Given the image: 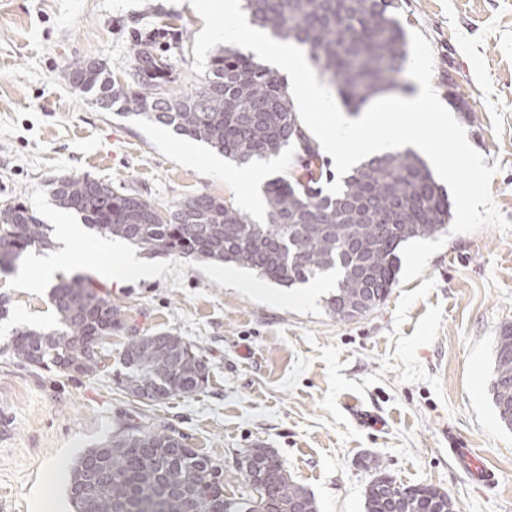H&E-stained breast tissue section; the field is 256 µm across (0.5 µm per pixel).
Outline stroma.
I'll use <instances>...</instances> for the list:
<instances>
[{"label":"stroma","mask_w":512,"mask_h":512,"mask_svg":"<svg viewBox=\"0 0 512 512\" xmlns=\"http://www.w3.org/2000/svg\"><path fill=\"white\" fill-rule=\"evenodd\" d=\"M173 18L183 31L172 56L178 86L196 79V35L204 22L189 0H0V205L25 201L45 224L59 208L46 187L62 175H89L146 194L163 206L208 193L241 203L251 189L228 181L234 161L202 141L196 160L171 128L100 110L75 92L66 68L76 58L128 72L129 32ZM407 31L427 39L431 84L472 110L469 144L495 167L492 201L512 222V0H400ZM387 300L340 322L323 298L278 302L266 283L246 293L215 277L210 262L146 255L151 279L107 284L130 327L105 339V365L70 377L13 359L16 329H59L50 285L22 287L0 272L10 314L0 320V499L11 512L36 500L72 512L69 467L84 449L132 428L158 426L221 465L224 496L249 507L256 492L239 458L256 444L273 450L318 512H365L377 473L448 492L460 512H512V429L501 423L489 384L502 325L512 324V231H442L405 243ZM170 332L196 344L209 382L191 397H131L115 382L131 334ZM361 404L374 422L356 421ZM473 449L498 474L475 485L451 448ZM61 461L45 479L48 460Z\"/></svg>","instance_id":"stroma-1"}]
</instances>
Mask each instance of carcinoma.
<instances>
[{"mask_svg": "<svg viewBox=\"0 0 512 512\" xmlns=\"http://www.w3.org/2000/svg\"><path fill=\"white\" fill-rule=\"evenodd\" d=\"M243 9L269 36L308 48L350 110L403 89L409 51L398 0H347L339 8L336 0H243ZM176 34L166 21L133 30L134 63L123 83L108 76L104 63L87 58L68 66L69 84L106 112L116 107L124 117L134 114L170 127L240 163L292 149V178L265 187L266 221L255 223L233 203L207 193L161 209L141 193L88 175L50 181L52 199L79 214L88 228L152 254L233 263L287 288L334 277L326 307L340 321L349 320L342 314L345 301L358 295L377 308L396 282L401 246L436 235L450 221L448 194L426 163L411 150L386 152L352 170L339 193H324L325 164L293 109L287 79L227 46L198 81L175 92L171 45L162 50L160 43ZM0 226L6 232L1 270L12 269L27 250L50 244L47 225L19 199L0 206ZM50 299L61 330L17 331L13 357L72 377L96 372L102 355L95 348L126 329L124 313L88 277L60 279ZM506 348L512 351L511 324L496 337L490 394L501 422L512 428V356L502 355ZM201 359L199 347L169 332L134 336L117 381L135 396L149 390L152 401L192 396L209 380ZM244 458L268 473L265 493L282 512L295 500L317 512L313 496L288 477L274 451L256 446ZM216 468L175 432L138 427L80 453L66 491L73 512H182L187 494L200 499L203 512H236L224 500V482L207 479ZM393 500L398 512H458L447 492L392 483L386 474L368 485L365 512H389Z\"/></svg>", "mask_w": 512, "mask_h": 512, "instance_id": "obj_1", "label": "carcinoma"}]
</instances>
